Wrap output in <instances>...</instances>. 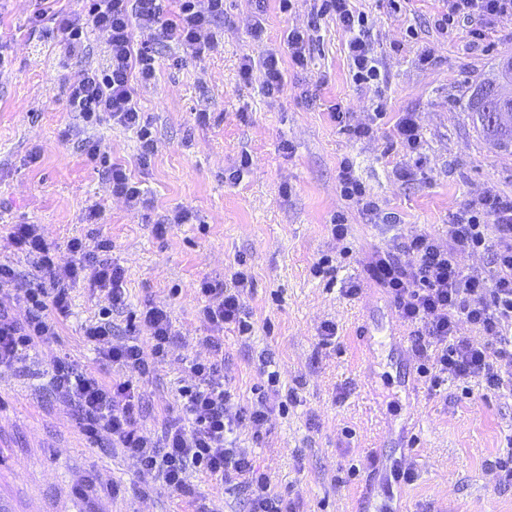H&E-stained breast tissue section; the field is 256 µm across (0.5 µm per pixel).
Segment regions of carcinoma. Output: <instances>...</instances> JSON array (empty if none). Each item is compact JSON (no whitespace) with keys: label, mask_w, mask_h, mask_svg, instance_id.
Instances as JSON below:
<instances>
[{"label":"carcinoma","mask_w":512,"mask_h":512,"mask_svg":"<svg viewBox=\"0 0 512 512\" xmlns=\"http://www.w3.org/2000/svg\"><path fill=\"white\" fill-rule=\"evenodd\" d=\"M512 85V58L504 59L494 79L479 87L468 104V108L479 123L483 136L494 147L508 151L512 149V112L499 121L490 120L487 110L493 104L491 93L498 91L512 98V91L507 87Z\"/></svg>","instance_id":"cac0c4a2"}]
</instances>
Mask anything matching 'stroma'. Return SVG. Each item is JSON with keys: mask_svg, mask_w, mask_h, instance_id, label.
Instances as JSON below:
<instances>
[{"mask_svg": "<svg viewBox=\"0 0 512 512\" xmlns=\"http://www.w3.org/2000/svg\"><path fill=\"white\" fill-rule=\"evenodd\" d=\"M314 0H294L281 12L265 2V30L254 36L247 21L256 0H224L218 43L201 58L178 62L176 46L159 49V73L139 103L153 126L154 149L140 165L133 131L109 123L88 129L101 152L124 164L141 182L147 205L132 209L113 195L104 167L87 165L77 137L68 136L69 86L107 51L102 33L87 34L82 60H64L52 32L58 14H76L83 0H0V264L30 284L31 266L13 247L16 224H37L68 262L67 241L111 238L112 260L125 271L126 304L113 311L118 340L150 349V328L138 315L146 304L164 306L174 343L165 361L142 382V424L155 431L180 409L178 389L189 384L191 360H206L209 325L199 310L200 281L230 282L246 268L244 294L251 335L234 326L223 333L224 381L245 405L276 374L280 390L296 401L273 415L262 439L242 425L237 444L266 470L297 512H512V488L499 486L494 463L506 456L512 435V395L489 394L457 382L431 390L417 374V359L383 288L368 276L375 253L395 235L428 232L448 241V220L459 207L494 189L512 195V151L481 136L467 108L474 88L500 59L512 56V17L495 21L482 46L467 24L450 35L435 22L445 0H352L369 16V39L385 80L356 86L349 73L345 38L335 19L318 21L307 70L288 72V90L266 98L261 75L243 81L245 57L274 50L286 55L288 29H304ZM42 13L33 25L34 13ZM341 102L351 125L373 124L365 139L352 138L326 107ZM384 122L371 118L375 106ZM401 112L417 113L426 161L411 182L396 172L410 163L392 144ZM291 145L284 153L283 145ZM252 163L240 181L224 178L241 155ZM351 158L355 176L393 226L374 223L340 194L339 164ZM101 213L100 223L89 220ZM178 210L193 224L154 223ZM345 214L346 241L332 237L333 215ZM351 254L336 280L315 276L320 257ZM356 295H346L352 283ZM110 301L77 285L57 338L28 351L15 368L0 372V505L8 512H242L243 494L195 474L185 498L164 486L145 485L135 460L113 448L107 435L90 440L76 424L73 407L50 384L54 356L111 381L83 327ZM336 327L323 344V324ZM417 479L389 482L394 463ZM120 495H113V486Z\"/></svg>", "mask_w": 512, "mask_h": 512, "instance_id": "obj_1", "label": "stroma"}]
</instances>
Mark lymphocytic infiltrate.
<instances>
[{"label": "lymphocytic infiltrate", "mask_w": 512, "mask_h": 512, "mask_svg": "<svg viewBox=\"0 0 512 512\" xmlns=\"http://www.w3.org/2000/svg\"><path fill=\"white\" fill-rule=\"evenodd\" d=\"M162 0H86L84 13L62 16L58 30L64 55L81 58L87 30L103 33L108 45L103 65L83 70L71 88L67 109L77 131L108 121L135 130L144 153H151V125L138 107L142 88L157 72L158 48L176 45L183 59H196L214 49L216 23L224 18V0H173L172 13H165ZM317 17L336 19L346 36L350 71L355 84L380 82V62L368 39L369 20L354 11L350 0H318ZM512 16V0H448V10L435 22L447 32L470 22L468 35L479 44L488 35L487 26L502 16ZM149 32L147 41L136 40L135 30ZM288 55L269 51L259 59H247L241 67L244 79L261 73V88L270 99L287 88L284 62L302 69L308 64L304 32L289 31ZM340 192L362 214L382 224L394 221L383 212L353 175V164L339 167ZM16 249L32 256L40 272L37 287L26 289L24 317L13 312L15 294L6 284L16 282L14 268L0 264V369H11L24 352L45 344L58 334L60 318L69 311L68 287L85 281L105 291L112 307L125 303L124 271L113 265L112 241L100 238L87 244L72 238L66 244L72 259L59 264L56 250L35 224L15 225L10 235ZM486 252L492 257L487 274L464 271L458 257ZM370 277L391 296L395 309L409 327L411 349L419 359L418 373L432 388L451 379L472 380L497 392H512V196L494 192L472 200L448 222V242L440 244L431 234L395 238L392 248L369 269ZM248 278L236 272L231 285L201 282L205 298L200 313L212 334L207 343L212 360L191 362V384L179 388L183 414L165 419L159 432L147 434L141 424L142 397L139 381L149 371L150 360H164L173 343L171 322L163 308L152 306L141 317L150 329L152 345L112 343V323L106 318L86 324L84 336L94 344L99 357L122 374L106 382L79 370L69 358H54L50 381L53 389L75 410L82 433L90 438L107 433L113 447L136 459L139 473L148 483H159L184 496H191L189 472H198L221 484L236 483L245 496L247 512H296L293 501L277 494L267 473L253 464L233 437L242 423L255 428V437L275 412L284 410L294 391L284 401L260 396L247 406L235 405L224 387V359L218 335L225 326L239 333L252 331L243 292ZM482 333V340L459 335L460 323Z\"/></svg>", "instance_id": "obj_1"}]
</instances>
